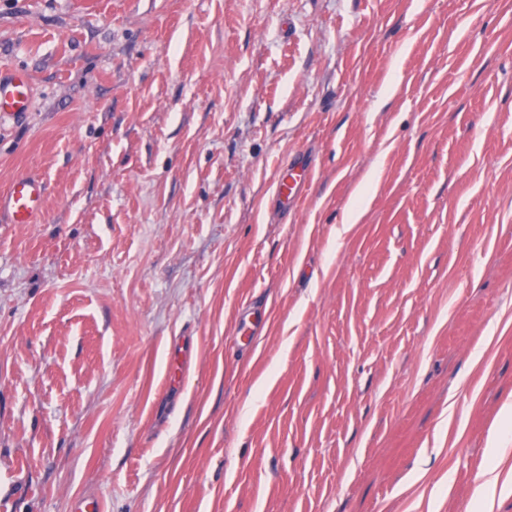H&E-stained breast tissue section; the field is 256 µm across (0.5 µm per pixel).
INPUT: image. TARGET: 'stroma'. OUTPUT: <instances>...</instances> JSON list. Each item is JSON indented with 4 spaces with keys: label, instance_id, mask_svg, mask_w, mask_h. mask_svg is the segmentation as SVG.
I'll return each mask as SVG.
<instances>
[{
    "label": "stroma",
    "instance_id": "35a3bbf8",
    "mask_svg": "<svg viewBox=\"0 0 512 512\" xmlns=\"http://www.w3.org/2000/svg\"><path fill=\"white\" fill-rule=\"evenodd\" d=\"M98 2L0 0L34 82L0 193L47 184L0 223V512H478L512 481V0ZM310 168L302 158H295L285 165L276 189V197L284 207L292 205L302 193L309 181ZM46 192L41 178L16 176L0 195V213H7L8 224H34L44 210ZM508 481L501 482L500 474L496 469H490L484 483L476 492L475 500L482 507L483 512H491L498 493L507 492Z\"/></svg>",
    "mask_w": 512,
    "mask_h": 512
}]
</instances>
